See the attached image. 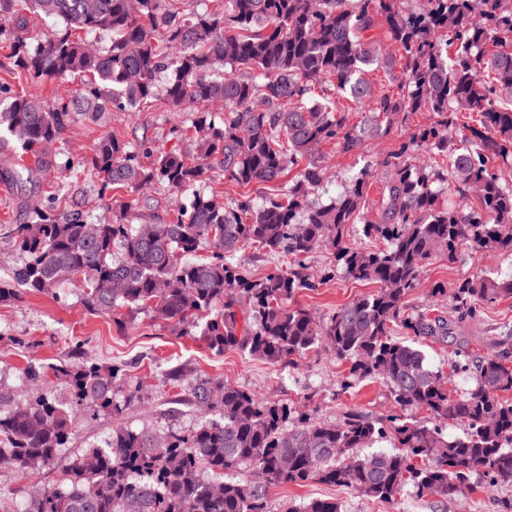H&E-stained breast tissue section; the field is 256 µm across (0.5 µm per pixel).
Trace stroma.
Wrapping results in <instances>:
<instances>
[{
  "mask_svg": "<svg viewBox=\"0 0 512 512\" xmlns=\"http://www.w3.org/2000/svg\"><path fill=\"white\" fill-rule=\"evenodd\" d=\"M0 85L31 87L46 100L75 94L79 84L73 80L31 84L18 73L10 59V49L0 41ZM195 115L189 110H174L164 103L141 112H112L100 123L76 120L58 146L56 167L40 187L42 200L51 197L52 184H62L63 207L78 206L84 214L99 218L127 212L132 223L173 220L179 196L156 185L140 192L103 189L93 172L84 168L98 140L107 134L128 142L131 148L148 145L157 151H191L192 144L183 130ZM399 137L388 136L368 142L363 150L341 154L334 145L322 146L321 155L332 180L318 190L320 201L339 193L365 165L397 148ZM29 188L0 181V278H7L22 256L10 239L13 225L26 222ZM309 271L320 279L319 288L296 296L295 302L319 316L339 306L373 293L374 287L349 279L331 251L320 249L306 260ZM512 270V255L496 253L479 260L468 248H461L455 262L432 261L424 270L425 285L409 298L416 309L432 307L450 314L448 299L432 298L428 285L437 281L452 283L477 272L496 276ZM124 328H117L110 315L90 311L82 291L69 287L63 298L36 293L22 300L0 303V389L15 399H25L33 389L22 381L28 363L51 366L61 360L78 364L89 361L103 367L121 366L119 391L137 390L134 406L122 420L94 415L92 409L74 410V435L59 458L31 478L8 468H0V512H21L27 506L35 485H50L63 469L91 446L101 443L116 423L134 428L163 429L169 426L188 429L201 419L198 411L186 405L190 385L196 378L211 376L248 389L267 402L290 403L315 419L336 422L350 410L369 417L395 412L388 388L380 381H356L348 393L340 384L349 376V365L335 354L319 348L298 358L293 366H274L239 351L221 354L210 350L202 338L182 336L170 325L154 320L150 312L135 311L125 316ZM512 326V299L485 308L481 318L454 328L447 341L427 342L424 350L431 366L440 367L456 348L467 347L483 354L493 351L501 326ZM512 498V488L500 487L482 478L454 499H416L403 494L394 502L365 498L353 490L312 481L304 485L270 487L272 512H298L315 499H333L341 512H505L502 501Z\"/></svg>",
  "mask_w": 512,
  "mask_h": 512,
  "instance_id": "1",
  "label": "stroma"
}]
</instances>
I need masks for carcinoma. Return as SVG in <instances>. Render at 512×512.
Wrapping results in <instances>:
<instances>
[{
  "instance_id": "cac0c4a2",
  "label": "carcinoma",
  "mask_w": 512,
  "mask_h": 512,
  "mask_svg": "<svg viewBox=\"0 0 512 512\" xmlns=\"http://www.w3.org/2000/svg\"><path fill=\"white\" fill-rule=\"evenodd\" d=\"M62 23L40 38L36 21ZM0 37L17 71L31 82L68 77L82 92L48 104L28 89L0 86V145L31 165H5L0 179L37 184L56 167L50 147L78 118L100 122L112 110L163 101L197 112L189 154L131 149L113 135L83 162L104 187L161 185L192 194L168 223H104L81 212L57 214L34 200L26 223L12 229L22 262L0 282V301L26 292L82 288L87 308L112 315L146 309L153 318L196 331L217 353L238 349L274 365H292L319 347L350 363V376L384 381L402 409L425 410L426 424L402 415L370 419L349 412L319 421L287 403H267L219 378L190 387L187 404L208 418L190 430L121 425L103 444L74 460L24 512H271L268 488L310 481L392 501L451 498L476 475L512 486V360L508 352L477 355L463 347L448 371L431 368L421 341L448 338V318L408 312L427 265L450 262L467 246L476 254H512V5L508 0H223L203 12L172 0H0ZM386 27L390 54L365 35ZM108 40L98 48L88 36ZM399 67L396 92L375 90L372 65ZM365 113L350 124L342 99ZM224 103L218 116L207 108ZM432 121L409 129L408 118ZM406 132L397 149L366 164L328 203L314 198L327 182L315 150L343 154L374 138ZM150 158L144 164L142 157ZM219 161L240 187L277 184L271 195L249 192L227 204L191 192ZM298 173L283 178L293 168ZM384 172L381 200L368 186ZM473 199L463 213L450 193ZM386 242L358 248L349 228ZM288 259L251 279L234 263L243 248ZM325 248L345 275L377 289L318 320L293 305L316 283L305 259ZM209 249L211 255L199 252ZM435 298L452 299L456 322L512 298V278L465 276L435 282ZM46 367L28 364L35 387ZM69 380L72 406L121 418L136 395L115 394L118 366L85 362L51 366ZM460 373L475 385L449 388ZM463 428L448 436L447 428ZM72 434L69 409L40 390L16 403L0 391V462L24 477L51 465ZM388 441L392 448L369 451ZM248 471V479H224ZM340 512L334 500L302 510Z\"/></svg>"
}]
</instances>
